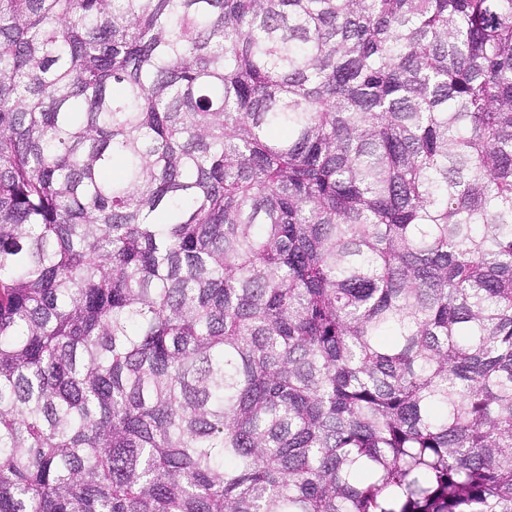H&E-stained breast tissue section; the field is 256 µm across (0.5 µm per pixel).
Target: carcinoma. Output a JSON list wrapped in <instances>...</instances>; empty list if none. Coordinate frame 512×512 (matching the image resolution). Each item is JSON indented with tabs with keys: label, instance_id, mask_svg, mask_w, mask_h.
Masks as SVG:
<instances>
[{
	"label": "carcinoma",
	"instance_id": "obj_1",
	"mask_svg": "<svg viewBox=\"0 0 512 512\" xmlns=\"http://www.w3.org/2000/svg\"><path fill=\"white\" fill-rule=\"evenodd\" d=\"M0 512H512V0H0Z\"/></svg>",
	"mask_w": 512,
	"mask_h": 512
}]
</instances>
